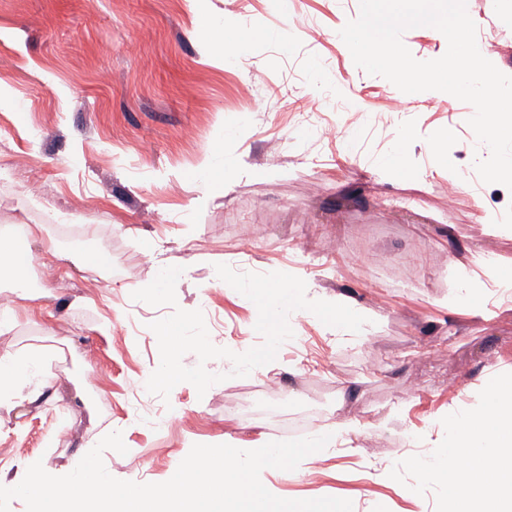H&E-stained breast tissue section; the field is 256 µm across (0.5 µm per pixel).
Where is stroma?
I'll use <instances>...</instances> for the list:
<instances>
[{
    "label": "stroma",
    "mask_w": 512,
    "mask_h": 512,
    "mask_svg": "<svg viewBox=\"0 0 512 512\" xmlns=\"http://www.w3.org/2000/svg\"><path fill=\"white\" fill-rule=\"evenodd\" d=\"M469 7L512 75V0ZM208 12L223 19V40L201 34ZM358 14L359 0H290L284 13L275 0H0V225L38 224L25 246L52 290L18 301L0 356L37 352L53 382L0 417V482L19 484L37 461L68 474L113 431L128 452L105 451L107 472L164 482L193 445L278 439L274 421L231 423L225 406L278 401L300 413L318 400L321 426L348 421L356 432L300 474L263 470L270 492L344 498L354 512H438L448 489L419 474L417 459L446 447L453 414L486 412L490 379L512 373V307L487 322L469 301H440L458 286L457 242L481 244L512 275V237L484 236L478 222L486 207L512 220V190L475 171L486 152L470 104L431 90L392 111L396 87L357 67L337 38ZM244 38L240 63L230 50ZM312 110L330 133L300 126ZM350 127L358 142L348 153ZM405 127L416 143L401 145ZM448 127L444 167L422 142ZM398 147L424 186L381 168ZM213 152L247 167L199 180ZM23 159L40 171L32 195ZM458 175L471 186L449 195ZM90 253L106 264L86 265ZM219 264L295 273L312 282L309 299L343 293L378 321L339 336L297 316L275 361L232 378L229 362L213 359L207 370L225 381L202 396L182 382L161 399L144 385L160 362L150 325L173 307L201 310L215 346L262 342L255 304L218 281ZM169 266L187 271L176 306L132 299ZM60 274L63 290L52 285ZM172 409L175 429L164 424Z\"/></svg>",
    "instance_id": "stroma-1"
}]
</instances>
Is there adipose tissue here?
I'll return each instance as SVG.
<instances>
[{
  "label": "adipose tissue",
  "instance_id": "adipose-tissue-1",
  "mask_svg": "<svg viewBox=\"0 0 512 512\" xmlns=\"http://www.w3.org/2000/svg\"><path fill=\"white\" fill-rule=\"evenodd\" d=\"M493 266L489 254L480 249L471 251L468 264L460 268V286L444 299V306L456 305L460 298L467 297L474 302L476 316L492 320L495 313L488 302L494 292L487 277ZM38 373L36 355L1 356L0 408L10 407ZM486 397L489 414L454 415L448 427L446 452L419 466L425 476L450 479L448 512H512V495L496 497L489 481L490 472L495 471L502 484H512V376L496 375Z\"/></svg>",
  "mask_w": 512,
  "mask_h": 512
}]
</instances>
